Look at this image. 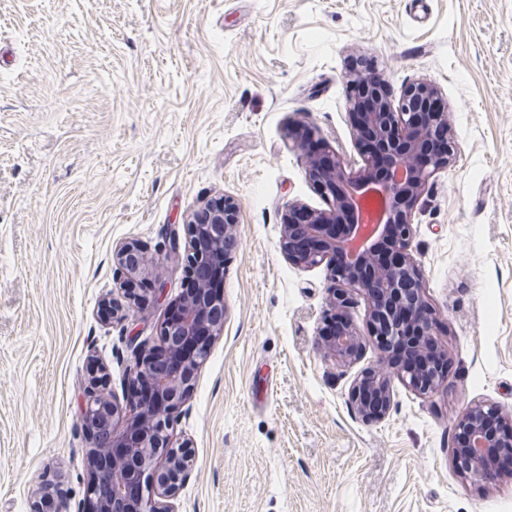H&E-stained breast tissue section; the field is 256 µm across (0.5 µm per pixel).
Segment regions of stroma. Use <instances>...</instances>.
I'll use <instances>...</instances> for the list:
<instances>
[{
	"mask_svg": "<svg viewBox=\"0 0 512 512\" xmlns=\"http://www.w3.org/2000/svg\"><path fill=\"white\" fill-rule=\"evenodd\" d=\"M392 97L439 87L456 144L430 179L411 252L446 384L392 377L385 418L320 341L330 260L293 264L288 204L325 208L306 174L321 143L359 167L343 78L360 61ZM239 205L224 332L175 417L193 472L176 512H512V476L451 463L473 403L512 410V0H0V512L42 481L79 512L78 419L92 362L118 403L133 346L159 349L184 294L192 213ZM137 241L159 301H129L116 249Z\"/></svg>",
	"mask_w": 512,
	"mask_h": 512,
	"instance_id": "stroma-1",
	"label": "stroma"
}]
</instances>
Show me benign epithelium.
<instances>
[{
  "instance_id": "obj_1",
  "label": "benign epithelium",
  "mask_w": 512,
  "mask_h": 512,
  "mask_svg": "<svg viewBox=\"0 0 512 512\" xmlns=\"http://www.w3.org/2000/svg\"><path fill=\"white\" fill-rule=\"evenodd\" d=\"M344 87L363 165L354 170L324 146L308 155V176L329 207L316 211L288 204L282 249L291 261L306 265L338 252L358 224L355 196L373 181L377 161L385 160L392 170L391 179L381 184L388 203L385 219L363 253L342 268H332L336 287L328 322L340 329L322 344L343 362L359 357L364 343L349 309L353 295L363 294L371 301L370 334L379 349L407 340L416 362L427 371L425 354L436 345L435 319L409 246L415 209L427 181L454 157L447 113L431 108L440 93L428 79L407 85L396 100L387 84L369 72L345 75ZM237 223L239 207L231 196L212 201L204 219L187 223L191 250L184 257L185 273L197 267L225 271L233 246L228 230ZM116 259L128 279L140 273L143 258L137 243L121 246ZM224 313V298L203 284L182 299L177 319L165 321L161 328L164 345L174 351L169 370L157 374L151 357L134 353L129 383L150 384L153 399L148 410L132 399L119 408L103 394L106 373L93 369L87 374L79 419L91 440L87 448L91 473L81 512H174L171 500L189 476L192 459L184 446L171 442L172 421L193 390L203 352L224 329ZM401 375L424 393L445 382L441 374L422 375L407 365L401 367ZM351 400L363 418L382 419L392 400L390 376L380 369L364 375L353 386ZM501 415L496 406L476 404L454 420L452 460L459 474L482 483L500 476L489 460L505 449L512 454V426L490 435L482 420ZM49 501L57 512H68L64 493L50 484L40 492L32 512H44Z\"/></svg>"
}]
</instances>
